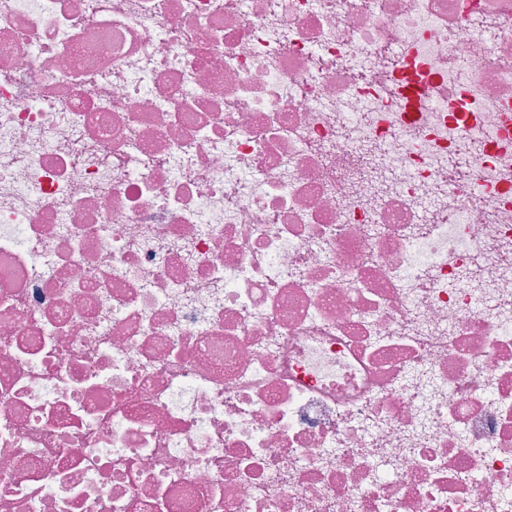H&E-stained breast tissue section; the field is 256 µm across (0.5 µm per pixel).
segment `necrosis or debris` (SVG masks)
Wrapping results in <instances>:
<instances>
[{
    "mask_svg": "<svg viewBox=\"0 0 512 512\" xmlns=\"http://www.w3.org/2000/svg\"><path fill=\"white\" fill-rule=\"evenodd\" d=\"M0 512H512V0H0Z\"/></svg>",
    "mask_w": 512,
    "mask_h": 512,
    "instance_id": "necrosis-or-debris-1",
    "label": "necrosis or debris"
}]
</instances>
